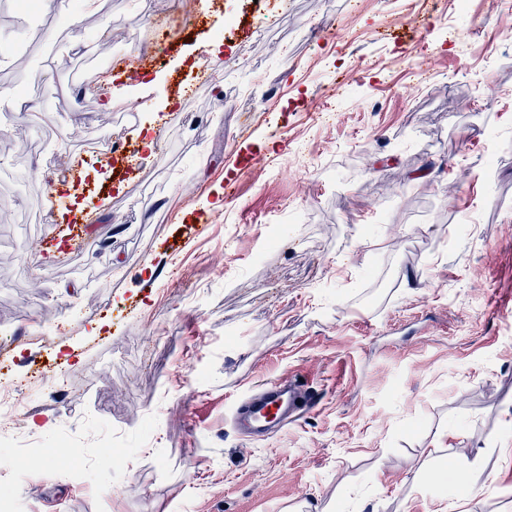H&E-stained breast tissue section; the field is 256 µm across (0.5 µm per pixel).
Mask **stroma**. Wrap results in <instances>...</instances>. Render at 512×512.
I'll return each instance as SVG.
<instances>
[{"mask_svg": "<svg viewBox=\"0 0 512 512\" xmlns=\"http://www.w3.org/2000/svg\"><path fill=\"white\" fill-rule=\"evenodd\" d=\"M0 0V347L20 512H512V0ZM179 16L159 40L146 7ZM52 41H32L31 21ZM214 78L197 85L200 66ZM498 92L486 106L488 88ZM113 100L104 112L101 102ZM265 111H257V103ZM53 124L20 122L29 104ZM115 138L133 155L105 160ZM80 163L65 239L48 192ZM239 184L238 197L224 193ZM67 369L56 396L33 369ZM312 381L264 441L230 416ZM120 452L121 466L104 459ZM95 222L92 214L86 213L74 222L76 225L73 228L71 236L68 238L67 248L58 251L56 260L61 263L67 261L72 255L83 251L86 248L87 242L85 240L82 226L80 224H91ZM300 378L296 374L265 383L258 392L240 400L233 415L235 433L250 440H264L310 412L316 400L308 381ZM25 404L20 388L9 382L0 383V435L9 437L16 448L15 453L0 458V475H12L16 471L17 461L24 458L25 448H31L33 438L21 426L20 411Z\"/></svg>", "mask_w": 512, "mask_h": 512, "instance_id": "obj_1", "label": "stroma"}]
</instances>
